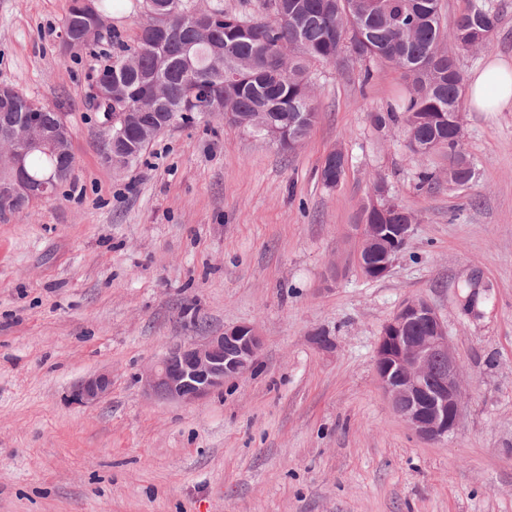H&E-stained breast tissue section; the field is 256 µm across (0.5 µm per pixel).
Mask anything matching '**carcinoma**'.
I'll return each instance as SVG.
<instances>
[{
  "label": "carcinoma",
  "instance_id": "carcinoma-1",
  "mask_svg": "<svg viewBox=\"0 0 512 512\" xmlns=\"http://www.w3.org/2000/svg\"><path fill=\"white\" fill-rule=\"evenodd\" d=\"M269 19L252 20L219 9L224 28L209 38L189 21L182 0H147L149 19L140 28L129 60L112 70L118 110H139L142 85L168 86L169 105L146 113L143 122H176L186 112H203L204 100L188 95L191 85L209 88L213 112L224 122L260 132L278 131L279 144L294 149L317 116L307 63L334 62L348 50L359 60L377 61L399 71L405 95L372 116L377 126L403 122L414 133L411 152L429 155L448 149V183L464 186L473 170L464 165L463 89L455 52L488 46L498 16L473 5L452 25L445 24L440 0H267ZM58 160L43 152L28 154L26 167L35 181L48 178ZM365 224H413L402 203L386 214L363 208Z\"/></svg>",
  "mask_w": 512,
  "mask_h": 512
}]
</instances>
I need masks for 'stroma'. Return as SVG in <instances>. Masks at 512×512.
<instances>
[{
	"instance_id": "1",
	"label": "stroma",
	"mask_w": 512,
	"mask_h": 512,
	"mask_svg": "<svg viewBox=\"0 0 512 512\" xmlns=\"http://www.w3.org/2000/svg\"><path fill=\"white\" fill-rule=\"evenodd\" d=\"M462 75L512 58V0ZM70 0H0V85L58 107L71 180L0 216V512H512V110L465 112L476 175L375 126L400 72L350 55L308 65L318 118L293 151L217 113L176 121L114 171L91 79L135 48L143 0H101L96 39L63 51ZM342 148L345 174L319 177ZM438 181L418 188L422 169ZM413 212L390 273L362 278L354 224L375 183ZM426 299L448 328L466 397L455 433L419 438L374 372L385 323ZM264 337L255 371L196 405L144 396L139 374L173 344L239 323ZM330 336L320 348L315 338ZM106 371L102 401L69 400Z\"/></svg>"
}]
</instances>
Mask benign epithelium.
Segmentation results:
<instances>
[{
    "label": "benign epithelium",
    "instance_id": "benign-epithelium-1",
    "mask_svg": "<svg viewBox=\"0 0 512 512\" xmlns=\"http://www.w3.org/2000/svg\"><path fill=\"white\" fill-rule=\"evenodd\" d=\"M92 97L101 106L112 103V82L95 83ZM103 127L134 125L138 112L103 113ZM72 134L64 117L46 122L33 112L16 121L0 113V157H9L10 174L0 177V203L16 212L52 194L70 178L64 161L72 154ZM41 150L61 161L48 181L37 184L28 175L26 156ZM354 264L368 280L386 277L408 241L411 224H356ZM264 341L257 326L241 323L202 340L176 345L140 376L143 392L164 401L194 405L258 365ZM376 378L393 410L418 436L440 444L455 432L462 415L464 388L460 363L448 330L435 308L423 298L403 301L384 325L374 356ZM112 378L100 372L82 378L71 391L73 403H98L111 390Z\"/></svg>",
    "mask_w": 512,
    "mask_h": 512
}]
</instances>
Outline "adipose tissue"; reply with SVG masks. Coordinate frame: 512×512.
<instances>
[{
  "label": "adipose tissue",
  "instance_id": "ef3b65f1",
  "mask_svg": "<svg viewBox=\"0 0 512 512\" xmlns=\"http://www.w3.org/2000/svg\"><path fill=\"white\" fill-rule=\"evenodd\" d=\"M466 104L474 112L512 108V62L498 57L474 70L467 81Z\"/></svg>",
  "mask_w": 512,
  "mask_h": 512
}]
</instances>
